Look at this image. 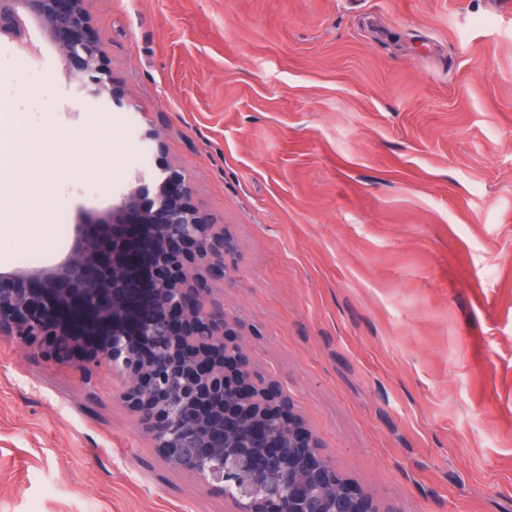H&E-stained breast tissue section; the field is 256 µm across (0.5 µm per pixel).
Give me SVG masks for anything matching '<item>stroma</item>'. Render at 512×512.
Here are the masks:
<instances>
[{"label": "stroma", "mask_w": 512, "mask_h": 512, "mask_svg": "<svg viewBox=\"0 0 512 512\" xmlns=\"http://www.w3.org/2000/svg\"><path fill=\"white\" fill-rule=\"evenodd\" d=\"M89 9L137 109L82 106L55 46L0 42V195L72 227L179 168L235 246L213 298L336 468L382 512H512V0ZM36 232L0 210V271L66 255ZM122 390L0 337V512H235Z\"/></svg>", "instance_id": "1"}]
</instances>
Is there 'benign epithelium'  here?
Instances as JSON below:
<instances>
[{"instance_id":"7a95c632","label":"benign epithelium","mask_w":512,"mask_h":512,"mask_svg":"<svg viewBox=\"0 0 512 512\" xmlns=\"http://www.w3.org/2000/svg\"><path fill=\"white\" fill-rule=\"evenodd\" d=\"M87 0H0V39L35 51L28 23L74 66L89 107L134 108L94 35ZM112 195L92 224H78L69 254L51 267L0 272V337L59 359L86 353L126 378L121 393L164 460L217 490L245 492L237 512H383L326 458L294 401L257 384L209 282L228 276L224 228L169 166Z\"/></svg>"}]
</instances>
